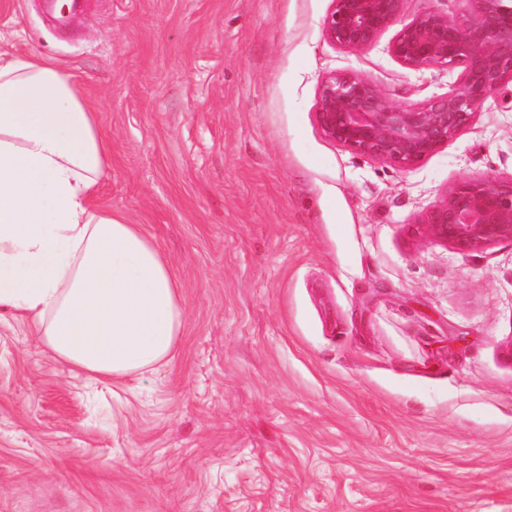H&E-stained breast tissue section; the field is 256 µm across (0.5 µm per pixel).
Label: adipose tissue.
<instances>
[{"label": "adipose tissue", "mask_w": 512, "mask_h": 512, "mask_svg": "<svg viewBox=\"0 0 512 512\" xmlns=\"http://www.w3.org/2000/svg\"><path fill=\"white\" fill-rule=\"evenodd\" d=\"M111 164L73 75L0 51V313L95 381L152 369L184 326L170 263L97 202Z\"/></svg>", "instance_id": "1"}]
</instances>
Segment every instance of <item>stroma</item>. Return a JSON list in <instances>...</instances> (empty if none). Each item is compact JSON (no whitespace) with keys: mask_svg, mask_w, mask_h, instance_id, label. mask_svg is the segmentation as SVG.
<instances>
[{"mask_svg":"<svg viewBox=\"0 0 512 512\" xmlns=\"http://www.w3.org/2000/svg\"><path fill=\"white\" fill-rule=\"evenodd\" d=\"M332 0H0V50L74 73L112 168L98 201L168 259L184 333L156 371L74 375L0 319V512H512V241L427 216L512 178V85L405 168L317 120L352 72L395 104L458 70L327 41Z\"/></svg>","mask_w":512,"mask_h":512,"instance_id":"stroma-1","label":"stroma"}]
</instances>
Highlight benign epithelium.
<instances>
[{"instance_id": "benign-epithelium-1", "label": "benign epithelium", "mask_w": 512, "mask_h": 512, "mask_svg": "<svg viewBox=\"0 0 512 512\" xmlns=\"http://www.w3.org/2000/svg\"><path fill=\"white\" fill-rule=\"evenodd\" d=\"M473 2L469 16H416L389 45L390 54L410 68L462 65L451 92L421 105H397L357 74L334 75L319 93L317 119L323 133L355 154L410 167L469 126L495 93L512 84V0ZM404 3L332 0L323 36L343 50L363 51L397 21ZM426 223L435 238L463 252L512 240V178L462 181Z\"/></svg>"}]
</instances>
